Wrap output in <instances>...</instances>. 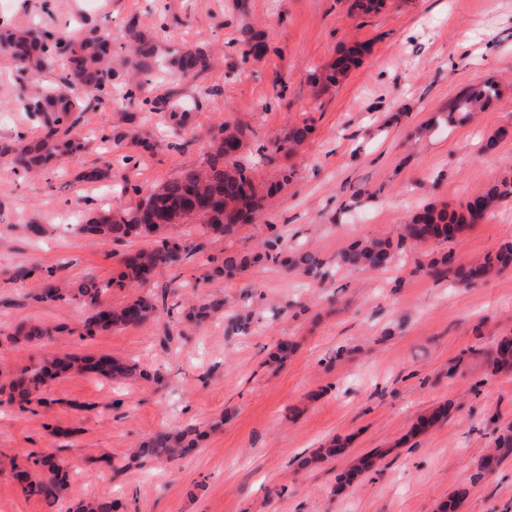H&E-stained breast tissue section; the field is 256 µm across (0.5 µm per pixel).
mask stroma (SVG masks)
Listing matches in <instances>:
<instances>
[{"mask_svg":"<svg viewBox=\"0 0 512 512\" xmlns=\"http://www.w3.org/2000/svg\"><path fill=\"white\" fill-rule=\"evenodd\" d=\"M351 2L247 0L241 9L237 0H0V29L36 26L60 41L93 31L107 35L118 61L134 28L164 57L197 46L211 54L197 78H152V95L194 104L181 137H166L141 102L111 103L83 113L78 132L87 144L77 161L41 175L0 161V374L55 353H109L154 374L124 383L70 375L48 387L45 403L0 404V457L28 467L35 454L55 453L69 467L71 512L94 498L112 499L117 512H439L460 488V512H512V458L491 472L476 468L512 424V372L488 363L512 337V267L471 287L416 268L448 251L478 261L512 240V201L452 245L401 239L411 212L459 207L512 170V0H390L369 15ZM249 32L266 51L245 62L240 42ZM354 43L367 48L361 64L318 91L311 74ZM488 79L498 83L490 111L446 124L448 104ZM20 85L0 50V141L40 132ZM225 122L255 132L239 160L259 186L278 187L263 217L220 240L198 224L178 225L188 259L104 296L117 307L166 283L177 309L220 294L224 314L196 327L162 314L90 338L80 304L32 299L49 270L105 282L134 248L92 242L69 223L101 207V185L83 181L84 169L156 186L201 165ZM304 122L313 131L296 153L271 161L257 153L256 140ZM500 127L510 136L481 152ZM131 128L155 148L120 141ZM31 224L42 235L30 234ZM275 233L285 254H312L327 277L300 279L269 262L242 277L215 275L224 256L257 252ZM379 235L401 244L387 270L337 266L350 243ZM21 265L32 277L14 279ZM234 314L249 315L246 332L229 330ZM21 321L60 332L42 344L8 341ZM285 340L293 353L274 360ZM440 405L446 417L417 432L420 417ZM190 423L206 432L192 455L129 464L134 444ZM332 440L344 454L304 466ZM373 453L382 456L378 468L342 485L354 460Z\"/></svg>","mask_w":512,"mask_h":512,"instance_id":"stroma-1","label":"stroma"}]
</instances>
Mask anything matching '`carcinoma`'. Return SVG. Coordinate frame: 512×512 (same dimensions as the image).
Listing matches in <instances>:
<instances>
[{
	"instance_id": "cac0c4a2",
	"label": "carcinoma",
	"mask_w": 512,
	"mask_h": 512,
	"mask_svg": "<svg viewBox=\"0 0 512 512\" xmlns=\"http://www.w3.org/2000/svg\"><path fill=\"white\" fill-rule=\"evenodd\" d=\"M132 29L130 54L120 63L128 72L125 79L114 80L118 70L112 61V48L102 35L74 38L65 43L53 41L34 29L6 30L0 34V50L13 58L24 80L27 99L33 110L43 115L42 130L32 139L0 143V157L27 172H41L53 164L72 159L82 149L74 138L80 125L83 108L80 99L71 98L65 90L92 94L97 101L110 99L136 100L141 92L140 76L174 68L182 77H197L210 67L209 53L198 48L165 60L157 54L155 44L147 41ZM363 47L343 49L334 64L320 76L323 84H333L347 75L357 64ZM263 52L257 36L243 40V62L256 58ZM66 57L67 68L59 79L60 92L55 93L42 85L41 74L54 56ZM498 94L497 84L488 80L467 89L448 108L447 121L452 124L487 111ZM149 111L169 120L175 133L188 125L191 112L183 102L172 100L166 94L143 99ZM312 132L304 123L288 128V132L268 144L259 146L258 152L267 160L284 152L295 151ZM245 143V130L240 127L221 126L208 146L205 164L186 168L172 178L147 191L137 185L124 183L120 193L129 190L143 194L137 206L130 210L109 209L89 218L79 226L81 235L102 243L144 241L146 246L127 253L123 258L124 270L118 279L99 282L87 278L79 283L49 271L48 278L36 289L34 298L43 303L73 301L88 309L86 335L109 331L116 327L140 326L160 315L159 304L165 296L137 295L120 307L103 302L102 296L112 287L143 284L161 266H171L182 261L186 249L181 240L172 234L179 224L194 219L200 223L202 234L224 238L235 234L240 225L262 213L268 198L276 191L270 187L263 191L255 184L250 168L236 160ZM512 199V173L495 181L483 194L467 201L457 209L443 206L424 207L413 214L405 224V236L417 244L429 241L455 242L461 232L488 215L498 204ZM279 263L288 270L305 277L315 276L321 263L305 253L282 256L279 238L268 239L263 251L243 256L229 255L216 266V271L227 277L246 272L262 261ZM395 260L390 239L374 238L356 241L339 255L338 264L353 269L383 270ZM512 265V242L501 244L495 253L475 263L455 262L449 251L438 260H432L426 269L436 276L446 272L460 284L472 286ZM224 310V298H208L181 312L180 321L198 324L214 313ZM61 327L33 325L21 322L14 328L9 340L15 343L42 341L59 332ZM493 364L497 369H512V338L504 337L497 345ZM73 372L96 374L110 381H125L135 376L149 378L144 371L127 361L110 354L80 358L71 353L55 355L33 370H24L16 377L0 383V394H7L8 401L18 405L28 404L33 395L43 391L56 379ZM202 433L190 425L183 430H162L141 443L130 454V460L166 457L177 459L193 453ZM512 456V428L503 431L494 446L478 462L480 471L491 470ZM33 464L48 472L43 479L32 477L30 470L12 465L14 478L26 496H37L53 504L64 495L68 486L67 471L63 461L51 455L35 456Z\"/></svg>"
}]
</instances>
